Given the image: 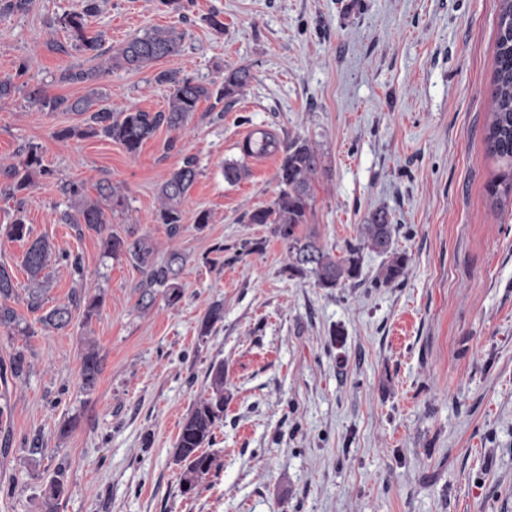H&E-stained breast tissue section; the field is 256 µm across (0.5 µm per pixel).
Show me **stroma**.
Wrapping results in <instances>:
<instances>
[{
	"mask_svg": "<svg viewBox=\"0 0 512 512\" xmlns=\"http://www.w3.org/2000/svg\"><path fill=\"white\" fill-rule=\"evenodd\" d=\"M182 5L102 0L89 31L106 47L155 27L185 33L177 57L105 76L108 104L163 110L167 88L154 77L165 70L208 82L245 65L253 78L234 103H201L180 135L159 128L134 155L102 136L56 138L83 115L35 100L86 92L60 80L94 64L61 25L82 0L0 14V78L14 84L0 101V170L33 148L51 171L23 201L0 193V226L23 215L33 237L80 256L81 274L50 267L44 309L83 286L104 296L91 322L77 311L67 328H43L28 306L27 244L0 237L21 318L0 327V365L21 346L29 363L0 399V512H41L58 475L56 512H512V202L498 209L487 196L497 165L484 140L497 0ZM256 127L318 148L309 228L331 255L358 243L370 212H388L409 257L401 281L383 284L387 258L367 249L353 284L323 288L287 271L270 225L242 221L275 197L281 154L245 160L239 183L224 179ZM187 156L199 176L172 239L156 219L158 188ZM73 182L92 198L119 187L111 231L149 235L160 261L184 254L177 305L159 293L140 308V271L61 222ZM202 209L211 219L200 229ZM246 240L258 250L245 252ZM215 303L224 320L201 335ZM90 343L103 370L87 391ZM219 361L215 465L185 493L174 444Z\"/></svg>",
	"mask_w": 512,
	"mask_h": 512,
	"instance_id": "stroma-1",
	"label": "stroma"
}]
</instances>
